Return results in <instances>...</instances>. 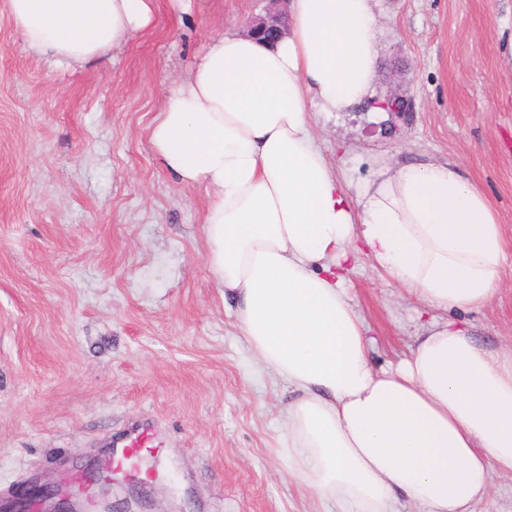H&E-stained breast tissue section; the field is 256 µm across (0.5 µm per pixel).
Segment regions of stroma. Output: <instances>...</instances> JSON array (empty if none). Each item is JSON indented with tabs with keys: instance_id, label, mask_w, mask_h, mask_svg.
Wrapping results in <instances>:
<instances>
[{
	"instance_id": "obj_1",
	"label": "stroma",
	"mask_w": 512,
	"mask_h": 512,
	"mask_svg": "<svg viewBox=\"0 0 512 512\" xmlns=\"http://www.w3.org/2000/svg\"><path fill=\"white\" fill-rule=\"evenodd\" d=\"M264 0H157L154 26L75 71L29 51L0 11V502L112 459L105 441L154 425L165 465L115 512H337L276 455L290 396L239 336L203 234L208 198L178 184L149 140L168 89L210 36L244 29ZM376 90L410 121L368 108L313 113L320 145L347 143L342 172L450 159L492 202L512 244V0H376ZM350 294L385 367L413 343L418 304L364 265ZM478 340L512 348V257L496 295L464 311Z\"/></svg>"
}]
</instances>
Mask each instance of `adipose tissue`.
<instances>
[{"instance_id":"1","label":"adipose tissue","mask_w":512,"mask_h":512,"mask_svg":"<svg viewBox=\"0 0 512 512\" xmlns=\"http://www.w3.org/2000/svg\"><path fill=\"white\" fill-rule=\"evenodd\" d=\"M26 47L77 69L151 28L156 0H1ZM285 35L211 38L150 127L164 168L209 197L213 276L236 327L289 392L277 454L342 512H471L512 473V352L431 318L395 365L371 364L346 282L363 262L429 310L494 296L507 240L453 161L378 160L358 191L317 144L312 112L374 99L373 0H288Z\"/></svg>"}]
</instances>
